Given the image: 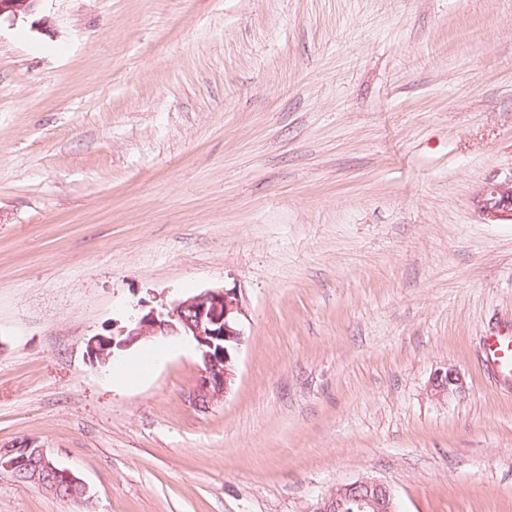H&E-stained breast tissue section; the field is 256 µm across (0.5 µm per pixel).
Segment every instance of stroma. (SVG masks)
I'll list each match as a JSON object with an SVG mask.
<instances>
[{
    "label": "stroma",
    "mask_w": 512,
    "mask_h": 512,
    "mask_svg": "<svg viewBox=\"0 0 512 512\" xmlns=\"http://www.w3.org/2000/svg\"><path fill=\"white\" fill-rule=\"evenodd\" d=\"M0 25V512H306L377 478L399 512H512V0H52ZM238 289L235 382L193 343L94 364L133 304ZM462 385L439 397L437 369ZM47 0H0V25L9 22L15 25L18 22H31V28L38 32L55 33L60 22V16L46 14L43 11V2ZM473 208L491 224H512V172L490 179L474 193ZM484 364L493 376L512 386V336H486L483 343ZM19 453L17 456L16 454ZM0 469L15 476H23V482L56 492V488L68 489L64 498L68 501H85L88 496L86 483L68 468L61 467L44 448L34 441L23 440L18 445L0 448ZM55 483L53 488L48 483ZM66 489L62 488L56 496L61 498Z\"/></svg>",
    "instance_id": "obj_1"
}]
</instances>
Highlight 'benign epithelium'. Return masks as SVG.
Segmentation results:
<instances>
[{"instance_id": "1", "label": "benign epithelium", "mask_w": 512, "mask_h": 512, "mask_svg": "<svg viewBox=\"0 0 512 512\" xmlns=\"http://www.w3.org/2000/svg\"><path fill=\"white\" fill-rule=\"evenodd\" d=\"M44 0H0V23L10 25L31 22V28L55 32L60 17L43 11ZM473 208L488 223L512 224V173L490 179L474 193ZM245 310L235 288H210L199 294L174 301L160 310L151 309L130 317L124 327V339L93 336L87 341V353L93 361L107 364L116 352L157 336H180L195 348L199 377L188 392V401L201 411L211 409L228 394L236 378L238 353L245 341ZM460 377L452 369H439L431 379L438 395L452 392ZM0 469L23 476V482L56 491L68 489L66 500L84 501L86 483L73 471L60 466L44 448L29 440L0 448ZM355 512H398L392 487L378 479L361 478L337 487L320 497L308 512H345V504Z\"/></svg>"}]
</instances>
